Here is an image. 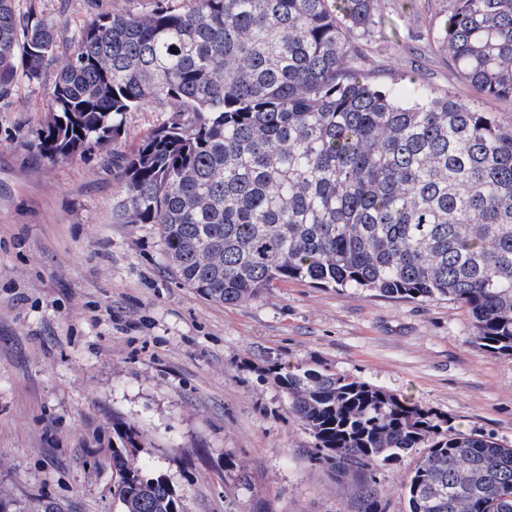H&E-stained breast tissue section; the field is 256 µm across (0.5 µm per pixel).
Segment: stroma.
<instances>
[{"label":"stroma","instance_id":"1","mask_svg":"<svg viewBox=\"0 0 512 512\" xmlns=\"http://www.w3.org/2000/svg\"><path fill=\"white\" fill-rule=\"evenodd\" d=\"M152 0H18L49 20L67 54L100 13ZM388 0L395 41L353 37L369 81L421 73L512 125V100L460 77L439 47L452 0ZM60 67L19 82L0 110V497L8 512H121L113 496L119 425L143 430L139 456L184 512H353L355 485L312 466L311 435L267 376L275 362L328 369L406 397L449 425L512 446V359L470 344L448 300L281 283L242 304L205 299L169 273L154 225L118 224L113 149L190 121L171 102L127 113L116 148L64 163L35 148ZM237 464L226 472L227 459Z\"/></svg>","mask_w":512,"mask_h":512}]
</instances>
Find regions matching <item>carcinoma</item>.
Masks as SVG:
<instances>
[{
    "label": "carcinoma",
    "instance_id": "obj_1",
    "mask_svg": "<svg viewBox=\"0 0 512 512\" xmlns=\"http://www.w3.org/2000/svg\"><path fill=\"white\" fill-rule=\"evenodd\" d=\"M0 0V108L19 76L41 79L59 35ZM387 0H154L102 13L58 70L36 148L52 163L117 144L126 113L165 98L172 121L115 154L118 224H154L185 288L240 304L288 281L397 301L448 299L471 345L512 358V129L434 97L423 79L371 84L350 40L385 37ZM441 50L485 94L512 99V0H454ZM409 102L403 104L400 98ZM315 440L313 465L386 512L374 480L415 448L397 492L408 512H512V447L448 425L404 397L327 370L269 369ZM121 512H182L119 428Z\"/></svg>",
    "mask_w": 512,
    "mask_h": 512
}]
</instances>
